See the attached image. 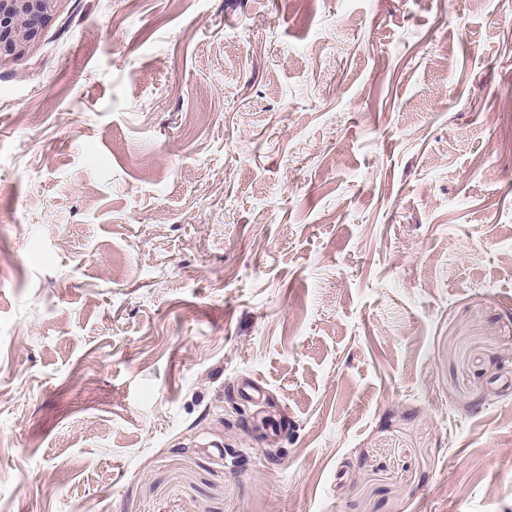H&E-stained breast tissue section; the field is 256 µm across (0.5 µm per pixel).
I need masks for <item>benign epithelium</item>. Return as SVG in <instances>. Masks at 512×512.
<instances>
[{
  "label": "benign epithelium",
  "mask_w": 512,
  "mask_h": 512,
  "mask_svg": "<svg viewBox=\"0 0 512 512\" xmlns=\"http://www.w3.org/2000/svg\"><path fill=\"white\" fill-rule=\"evenodd\" d=\"M62 0H0V64L21 59Z\"/></svg>",
  "instance_id": "benign-epithelium-1"
}]
</instances>
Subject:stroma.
<instances>
[{
	"label": "stroma",
	"instance_id": "35a3bbf8",
	"mask_svg": "<svg viewBox=\"0 0 512 512\" xmlns=\"http://www.w3.org/2000/svg\"><path fill=\"white\" fill-rule=\"evenodd\" d=\"M0 512H512V0H62L0 65Z\"/></svg>",
	"mask_w": 512,
	"mask_h": 512
}]
</instances>
